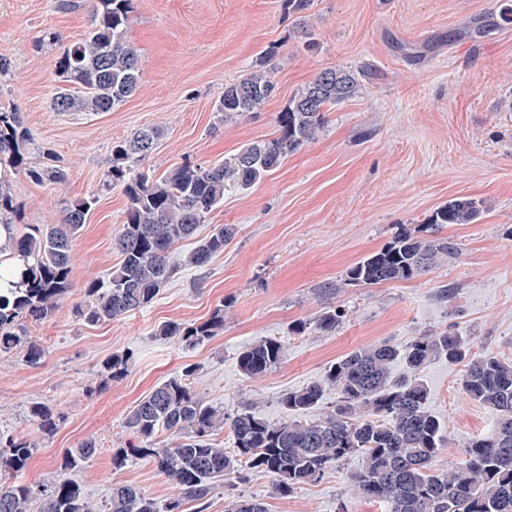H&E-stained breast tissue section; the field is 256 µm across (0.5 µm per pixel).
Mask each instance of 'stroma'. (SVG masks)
Here are the masks:
<instances>
[{"mask_svg":"<svg viewBox=\"0 0 512 512\" xmlns=\"http://www.w3.org/2000/svg\"><path fill=\"white\" fill-rule=\"evenodd\" d=\"M512 0H312L305 24L284 0H133L128 39L141 55L139 90L121 107L93 116L53 111L55 51L33 44L50 30L64 43L83 37L88 6L64 9L59 0H0V56L12 78L0 86V107L21 112L32 154L53 153L64 182L12 177L17 232L59 223L67 202L94 196L96 205L74 242V290L56 315L28 334L45 349L40 365L25 353L0 355V434L23 436L34 448L25 474L31 483L58 479L66 451L87 439L101 450L68 471L88 502L100 506L114 482L137 486L157 506L172 484L152 461L112 467L113 449L130 437L134 406L160 382L192 364L204 400L233 417L244 408L278 421L280 396L321 379L325 369L357 348L384 340L406 345L430 331L450 329L473 351L512 357ZM271 69L274 96L251 113L224 118L216 110L225 83L258 63ZM344 67L361 85L358 96L332 107L316 140L289 155L261 181L225 183L223 202L199 228L221 224L238 234L204 268L182 266L193 244L171 253L179 270L148 307L98 325L74 314L84 282L117 263L112 249L124 220L120 189L103 186L113 142L137 129L163 136L144 165L162 175L192 161L204 166L232 158L245 144L270 137L290 98L322 70ZM481 206L471 224L444 227L460 255L410 281L367 287L345 284L347 269L402 230L418 228L448 200ZM339 283L336 295L317 284ZM451 288L443 300L439 288ZM224 309V329L192 349L158 337L167 322H201ZM344 310L336 333L294 334L323 308ZM276 337L286 346L281 365L245 379L239 353ZM131 354L127 373L106 380V359ZM462 367L437 359L420 378L428 409L447 426L443 464L459 462L464 444L491 430L495 415L462 393ZM40 404L59 414L53 434L31 421ZM353 457L322 479L281 497L262 473L217 484L206 512H225L232 496L263 499L269 512H381L355 497Z\"/></svg>","mask_w":512,"mask_h":512,"instance_id":"stroma-1","label":"stroma"}]
</instances>
